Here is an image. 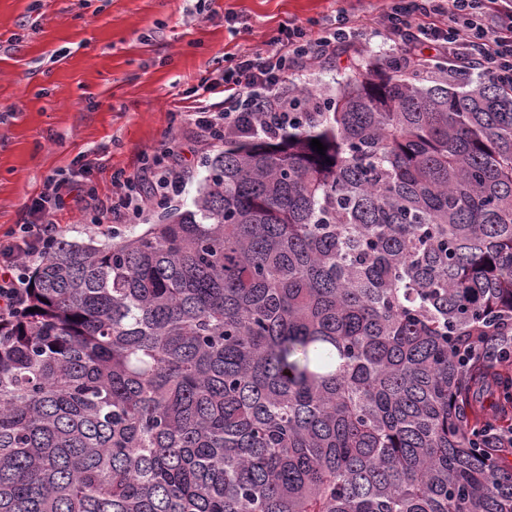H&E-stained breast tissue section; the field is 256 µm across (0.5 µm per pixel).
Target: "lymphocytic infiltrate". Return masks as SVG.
<instances>
[{"mask_svg":"<svg viewBox=\"0 0 512 512\" xmlns=\"http://www.w3.org/2000/svg\"><path fill=\"white\" fill-rule=\"evenodd\" d=\"M359 23L345 15L315 35L292 24L273 40L237 53L223 84L201 83V96L184 112L191 139L206 147L227 134H273L287 126L292 102L300 96L289 90V79L351 44ZM375 34L397 47L408 66H421L431 51L447 58L449 70L474 68L512 86V0H388ZM96 166V160L84 157L49 176L27 207L29 221L0 237V319L14 316L24 305L27 269L59 237L55 213L73 189L90 188ZM190 174L174 148L143 154L136 174H114L111 197L93 198L84 208V221L89 229L107 232L117 224L142 223L153 208L180 203Z\"/></svg>","mask_w":512,"mask_h":512,"instance_id":"obj_1","label":"lymphocytic infiltrate"}]
</instances>
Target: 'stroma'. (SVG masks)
Segmentation results:
<instances>
[{
	"label": "stroma",
	"mask_w": 512,
	"mask_h": 512,
	"mask_svg": "<svg viewBox=\"0 0 512 512\" xmlns=\"http://www.w3.org/2000/svg\"><path fill=\"white\" fill-rule=\"evenodd\" d=\"M385 0H0V236L26 217L46 178L78 157L101 158L92 181L133 173L143 153L179 146L193 169L182 210L206 176L202 154L179 130L201 78L221 81L226 56L278 35L295 20L320 31L339 14L375 23ZM239 16L229 28L227 12ZM373 32L330 68L308 72L310 89L335 94L359 60L395 55ZM82 192L56 222L63 237L112 242L82 223Z\"/></svg>",
	"instance_id": "obj_1"
}]
</instances>
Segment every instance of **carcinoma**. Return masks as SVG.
Segmentation results:
<instances>
[{"label":"carcinoma","mask_w":512,"mask_h":512,"mask_svg":"<svg viewBox=\"0 0 512 512\" xmlns=\"http://www.w3.org/2000/svg\"><path fill=\"white\" fill-rule=\"evenodd\" d=\"M207 168L0 323V512H512V91L376 61Z\"/></svg>","instance_id":"obj_1"}]
</instances>
